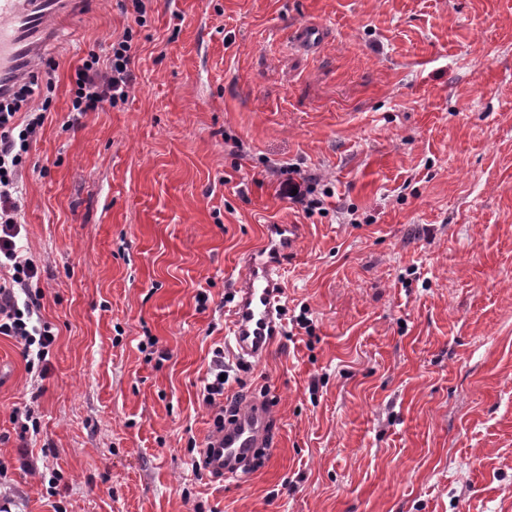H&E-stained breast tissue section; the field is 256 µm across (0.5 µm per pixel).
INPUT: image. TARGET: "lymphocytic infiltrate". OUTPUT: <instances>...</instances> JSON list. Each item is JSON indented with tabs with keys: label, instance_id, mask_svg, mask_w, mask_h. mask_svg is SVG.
Here are the masks:
<instances>
[{
	"label": "lymphocytic infiltrate",
	"instance_id": "f902f5d3",
	"mask_svg": "<svg viewBox=\"0 0 512 512\" xmlns=\"http://www.w3.org/2000/svg\"><path fill=\"white\" fill-rule=\"evenodd\" d=\"M132 41L129 30L113 40L104 69L96 54H88L76 71L73 111L94 112L128 99L133 86ZM35 93L33 85L23 84L9 97H0V335L15 339L30 364L44 362L56 339L41 318L42 296L31 289L38 267L16 242L21 232L18 178L24 156L46 119L45 112L34 111L22 125L17 115Z\"/></svg>",
	"mask_w": 512,
	"mask_h": 512
}]
</instances>
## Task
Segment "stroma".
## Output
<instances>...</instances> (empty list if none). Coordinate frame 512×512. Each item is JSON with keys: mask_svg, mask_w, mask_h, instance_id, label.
Listing matches in <instances>:
<instances>
[{"mask_svg": "<svg viewBox=\"0 0 512 512\" xmlns=\"http://www.w3.org/2000/svg\"><path fill=\"white\" fill-rule=\"evenodd\" d=\"M128 27L127 101L73 112ZM45 56L19 244L56 340L38 374L0 335V505L512 512V0H93ZM288 164L324 210L279 197ZM272 224L304 227L282 331L225 394L264 396L276 439L222 481L202 391Z\"/></svg>", "mask_w": 512, "mask_h": 512, "instance_id": "obj_1", "label": "stroma"}]
</instances>
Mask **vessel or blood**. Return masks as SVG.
Here are the masks:
<instances>
[{
    "mask_svg": "<svg viewBox=\"0 0 512 512\" xmlns=\"http://www.w3.org/2000/svg\"><path fill=\"white\" fill-rule=\"evenodd\" d=\"M89 0H0V95H5L34 70L49 44L62 29L81 16ZM302 227H272L262 249L246 261L231 310L228 344L238 360L262 361L280 331L276 302L282 294V257L298 243ZM223 429L209 442L215 454L204 456L207 470L223 479L238 478L253 461L256 449L271 444V411L263 400H240L230 405Z\"/></svg>",
    "mask_w": 512,
    "mask_h": 512,
    "instance_id": "vessel-or-blood-1",
    "label": "vessel or blood"
}]
</instances>
